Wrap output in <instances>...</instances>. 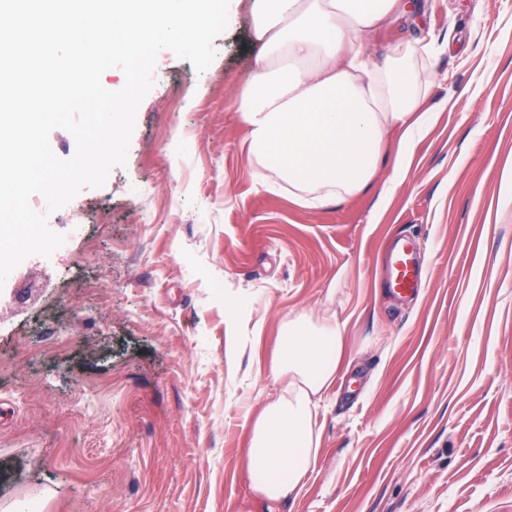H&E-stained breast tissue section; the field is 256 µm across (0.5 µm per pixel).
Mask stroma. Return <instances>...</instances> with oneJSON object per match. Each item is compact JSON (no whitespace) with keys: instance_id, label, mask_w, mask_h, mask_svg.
<instances>
[{"instance_id":"35a3bbf8","label":"stroma","mask_w":512,"mask_h":512,"mask_svg":"<svg viewBox=\"0 0 512 512\" xmlns=\"http://www.w3.org/2000/svg\"><path fill=\"white\" fill-rule=\"evenodd\" d=\"M435 119L385 204L267 192L237 98L260 64L249 4L197 71L172 51L125 164L61 212L85 231L0 286V512H234L249 418L291 313L334 312L350 360L316 468L280 512H512V0H419ZM142 185L133 198L129 185ZM423 288L382 286L393 236Z\"/></svg>"}]
</instances>
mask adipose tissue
Listing matches in <instances>:
<instances>
[{"label":"adipose tissue","mask_w":512,"mask_h":512,"mask_svg":"<svg viewBox=\"0 0 512 512\" xmlns=\"http://www.w3.org/2000/svg\"><path fill=\"white\" fill-rule=\"evenodd\" d=\"M413 15L409 0H253L262 66L238 112L263 189L317 209L365 191L384 165L397 177L407 170L433 120L424 105L435 47L403 36L378 62L362 39ZM345 362L336 316L281 322L269 361L279 387L251 419L245 512H275L297 497L319 458L322 395Z\"/></svg>","instance_id":"ef3b65f1"}]
</instances>
